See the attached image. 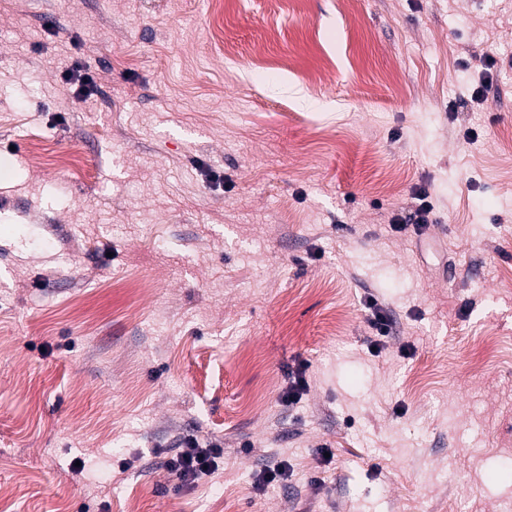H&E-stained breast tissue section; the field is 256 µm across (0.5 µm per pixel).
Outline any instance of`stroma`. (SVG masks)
I'll return each instance as SVG.
<instances>
[{
	"label": "stroma",
	"instance_id": "35a3bbf8",
	"mask_svg": "<svg viewBox=\"0 0 512 512\" xmlns=\"http://www.w3.org/2000/svg\"><path fill=\"white\" fill-rule=\"evenodd\" d=\"M509 72L512 0H0V512H504ZM367 304L371 310V325L377 331V337H387L390 334L391 321L384 307L373 296L367 297ZM176 454L167 461V469L182 485L199 482L218 469L223 458V444L206 434L185 437Z\"/></svg>",
	"mask_w": 512,
	"mask_h": 512
}]
</instances>
